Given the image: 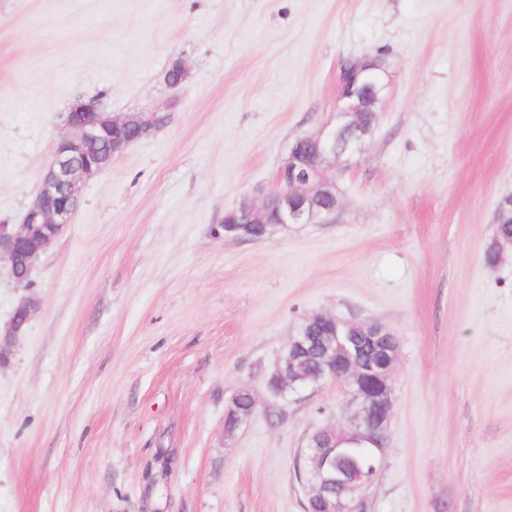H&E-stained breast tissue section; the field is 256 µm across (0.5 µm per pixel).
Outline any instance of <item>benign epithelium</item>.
<instances>
[{
    "label": "benign epithelium",
    "instance_id": "7a95c632",
    "mask_svg": "<svg viewBox=\"0 0 512 512\" xmlns=\"http://www.w3.org/2000/svg\"><path fill=\"white\" fill-rule=\"evenodd\" d=\"M189 76L187 64L177 58L166 72L171 86H178ZM388 83L386 68L377 57L363 56L345 62L338 75L335 121L327 122L311 134L294 139L286 159L289 174L279 170L277 186L246 197L237 207L236 220L225 226L229 234L243 232L249 224L263 226V235L276 225L323 224L336 211L322 210L321 200L336 196L334 174L348 169L361 154L372 128L362 121L365 112L378 111ZM155 112H130L112 115L105 111L101 99L91 97L77 101L66 115L72 134L60 137L52 159L42 177L31 205L18 224H0V262H5L13 281L20 285L32 280L40 256L52 245L63 228L71 223L78 209L83 185L105 169L107 160L91 151L90 146L104 143L109 158L121 155L130 144L156 128ZM39 303L32 296L22 298L15 307L6 329L0 332V357L12 355L17 336L25 330ZM366 328L363 343L373 347L366 362L332 364L322 373L321 381L341 382L347 388L354 407L348 424L336 429L324 427L308 439L301 449L297 467L308 496H317L322 512H353V503L372 484L377 470H336L334 458L338 444L360 437L382 449L388 437L393 406L392 376L398 348H386L387 328L374 320H362ZM321 341L336 357V336H291L287 347L310 348ZM293 370L276 361L268 381L278 387L268 389L275 398H286L304 386L292 378ZM247 395L252 407L258 401L248 388L234 393L227 404L225 417L237 416L238 401Z\"/></svg>",
    "mask_w": 512,
    "mask_h": 512
}]
</instances>
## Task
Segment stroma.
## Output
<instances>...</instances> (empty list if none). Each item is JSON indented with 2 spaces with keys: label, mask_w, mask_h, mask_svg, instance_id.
Returning a JSON list of instances; mask_svg holds the SVG:
<instances>
[{
  "label": "stroma",
  "mask_w": 512,
  "mask_h": 512,
  "mask_svg": "<svg viewBox=\"0 0 512 512\" xmlns=\"http://www.w3.org/2000/svg\"><path fill=\"white\" fill-rule=\"evenodd\" d=\"M362 56L389 91L334 218L225 238ZM95 95L162 121L38 261L0 367V512H305L294 463L346 425V388L282 401L265 378L316 312L399 342L356 512H512V249L484 256L512 200V0H0V224ZM244 387L259 406L226 434ZM38 309L39 303L33 296L24 297L19 301L8 326L3 333L0 330V359L3 354H7L9 362L16 337L25 330Z\"/></svg>",
  "instance_id": "35a3bbf8"
}]
</instances>
